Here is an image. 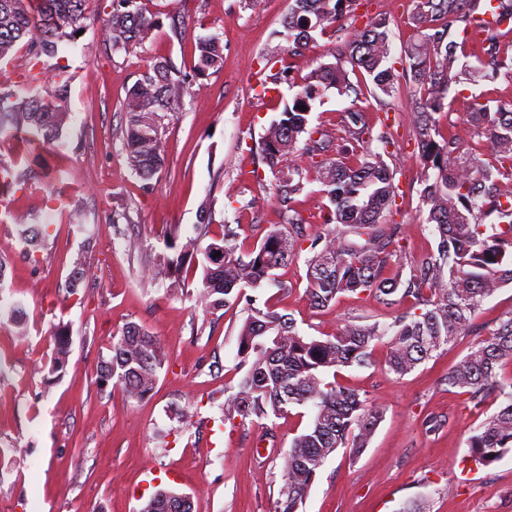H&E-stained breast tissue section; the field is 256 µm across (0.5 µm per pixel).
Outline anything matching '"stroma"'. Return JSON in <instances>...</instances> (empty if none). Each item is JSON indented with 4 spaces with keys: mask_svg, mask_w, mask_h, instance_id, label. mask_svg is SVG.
Segmentation results:
<instances>
[{
    "mask_svg": "<svg viewBox=\"0 0 512 512\" xmlns=\"http://www.w3.org/2000/svg\"><path fill=\"white\" fill-rule=\"evenodd\" d=\"M148 7L161 27L130 52L114 54L100 42L99 7L88 10L68 55L71 114L57 149L0 133V162L31 174L0 212V304L19 301L27 313L22 327L0 324V450L10 455L0 468V512H138L159 486L190 496L194 512H272L280 457L312 419L309 408L296 407L280 418L222 424L221 407L242 375L237 336L246 312L239 305L205 312L192 297L143 277L165 253L172 228L192 235L205 201L213 203V231L231 224L245 248L278 222L275 180L259 141L292 93L261 97L255 75L260 58L280 43L275 33L288 0H150ZM411 10V0H368L358 17L284 62L303 81L377 13L389 21L391 56L400 60L415 35ZM173 18L182 36L174 35ZM215 32L224 36V66L191 82L162 131L163 168L144 184L125 161L126 92L157 58L191 70L196 38ZM410 95L403 83L394 96L363 100L373 117L387 118L393 135L388 163L399 197L386 220L402 227L404 278L437 244L422 200ZM490 98L512 99V77L469 86L440 128L486 163L494 157L473 133L470 102ZM20 224L49 225L42 249L26 253ZM78 269L83 282L73 295L65 284ZM275 275L279 287L260 289V297L314 338L335 334L347 320L389 325L412 307L395 294H347L317 310L303 260ZM61 323L69 326L71 348L57 375L51 359ZM131 323L154 336L167 357L154 390L139 401L99 384L113 335ZM478 341L461 335L400 379L387 370L384 340L371 365L342 369L337 382L365 393L383 418L359 456L341 448L325 463L304 512H401L419 499L429 512H512V452L478 470L468 461L470 436L503 398L493 393L476 405L441 383Z\"/></svg>",
    "mask_w": 512,
    "mask_h": 512,
    "instance_id": "1",
    "label": "stroma"
}]
</instances>
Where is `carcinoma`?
Instances as JSON below:
<instances>
[{"label":"carcinoma","mask_w":512,"mask_h":512,"mask_svg":"<svg viewBox=\"0 0 512 512\" xmlns=\"http://www.w3.org/2000/svg\"><path fill=\"white\" fill-rule=\"evenodd\" d=\"M88 0H0V59H13L16 45L26 42L28 56L20 69L32 80L47 84L42 95H19L0 87V132L24 133L51 149L61 140L70 108L69 64L65 46L75 42L84 28ZM149 0H110L103 12L100 40L112 53L127 52L142 44L160 26L147 8ZM360 0H289L288 14L279 32L288 42V54L301 56L316 35L353 15ZM414 41L404 50L401 68L391 62L387 22L370 18L354 30L342 53L346 61L325 62L301 84H293L287 69L272 72L276 56L264 57L258 84L282 83L295 89L278 117L259 142L262 161L275 177L280 222L255 247L237 252L236 233L224 225L222 235L212 234L211 204H202L201 221L194 234L181 241L173 228L166 247L175 256L164 257L151 269L154 281H169V288L185 287L181 272L201 271L195 299L207 312L244 304L247 317L238 334V367L245 370L234 393L221 408L222 422L245 423L289 413L295 407L312 409V421L295 436L281 456L284 483L274 502V512H302L320 469L339 448L357 456L368 444L382 414L358 390L336 384L334 376L354 365L373 361L375 344L391 335L387 371L400 379L458 336L478 329L481 342L462 357L444 377L448 391L458 389L479 405L490 393L505 404L477 428L469 440V458L488 467L512 451V381L498 379L497 368L512 361V316L493 325H476L482 302L506 282H512V100L479 105L471 113L477 135L495 155L487 166L473 151H465L439 131L448 117V94L453 84H476L506 67L500 31L484 18L512 19V0H412ZM474 27L481 33L479 65L460 64L459 37ZM192 74L183 73L169 58L153 61L127 90L123 103L127 114L123 144L126 163L144 182L162 170L160 129L164 120L180 108L190 79L206 78L224 66L221 37L197 39ZM365 71L382 99L391 96L402 77L414 87L413 115L418 146L426 170L423 190L427 222L435 226L436 250L423 256L409 279L387 277V269L400 262V225L386 224L383 217L395 205L398 187L394 169L385 160L392 144L388 131L373 133L376 123L360 105L363 91L348 78L345 64ZM334 89L353 97L342 114L341 140L309 127L316 101ZM306 110H301V107ZM303 154L319 160L309 170L293 162L300 140ZM377 140L382 151L364 149ZM340 154L337 159L328 154ZM27 171L16 168L0 178V195L23 188ZM316 182L327 199L323 231L311 236L301 216L292 211L295 195ZM492 218L494 222L486 223ZM18 233L30 252L44 245L47 228L18 225ZM223 248L212 257L211 246ZM306 250L308 294L314 308H324L345 294L374 298L401 293L412 308L389 326L375 321L345 322L336 334L317 339L302 334L296 323L268 304L258 303L252 291L263 284L278 285L274 271ZM56 350L51 369L65 370L69 331L57 326ZM112 357L101 367V384L119 386L130 400L148 396L164 368L166 355L156 339L136 325L112 337ZM139 512H192L190 499L172 489H156Z\"/></svg>","instance_id":"carcinoma-1"}]
</instances>
